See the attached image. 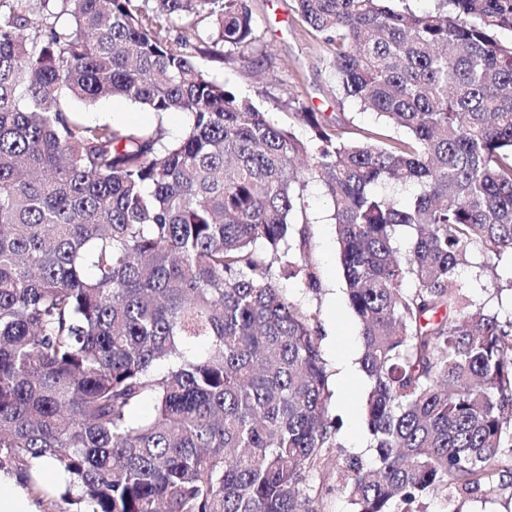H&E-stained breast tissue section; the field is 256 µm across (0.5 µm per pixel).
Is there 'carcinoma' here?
I'll list each match as a JSON object with an SVG mask.
<instances>
[{"mask_svg":"<svg viewBox=\"0 0 512 512\" xmlns=\"http://www.w3.org/2000/svg\"><path fill=\"white\" fill-rule=\"evenodd\" d=\"M49 2L0 0V471L48 459L85 512H316L339 426L316 316L279 280L319 288L318 181L372 380L375 459H336L339 489L421 512L508 486L512 314L458 268L478 252L499 282L512 257V0H295L390 142L293 97L300 138L169 43L166 21L250 47L248 0ZM107 97L191 123L169 140L72 109Z\"/></svg>","mask_w":512,"mask_h":512,"instance_id":"cac0c4a2","label":"carcinoma"}]
</instances>
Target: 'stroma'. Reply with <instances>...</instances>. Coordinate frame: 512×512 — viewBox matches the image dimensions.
<instances>
[{
    "instance_id": "obj_1",
    "label": "stroma",
    "mask_w": 512,
    "mask_h": 512,
    "mask_svg": "<svg viewBox=\"0 0 512 512\" xmlns=\"http://www.w3.org/2000/svg\"><path fill=\"white\" fill-rule=\"evenodd\" d=\"M256 21L257 41L244 57L226 60L222 46L202 49L192 32L171 27L172 44L192 54L211 77L229 82L243 95L260 102L284 126L303 133L291 109L289 95H298L313 111L323 113L328 121H336L349 131L378 127L375 115L360 111L353 100L337 101L335 83L327 67L326 47L302 21L294 0H250ZM76 112L90 122H108L125 126L129 116H137L138 125L150 130L156 125L151 111L122 98H110L93 104L74 103ZM305 210L310 221L308 253L320 280L313 290L303 281L290 279L281 286L290 301L312 310L322 333L321 351L332 393L328 415L340 419L339 455L356 454L371 458L372 437L368 430L352 435V420H363L365 398L372 382L360 375L356 382L341 385L342 361L359 364L363 351L361 327L352 314L345 294L346 283L339 260V246L332 219L330 202L319 183H310L305 192ZM483 258L474 254L470 263L461 267L460 281L469 294L487 310L505 315L512 312V293L498 292L492 275H478ZM426 512H512V488L504 487L488 496L473 495L447 502L445 497L424 499Z\"/></svg>"
}]
</instances>
